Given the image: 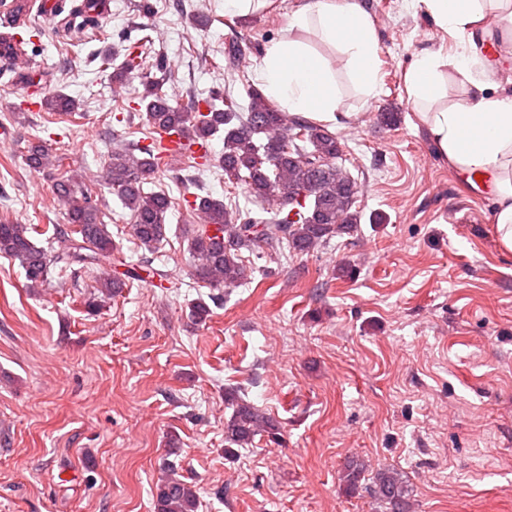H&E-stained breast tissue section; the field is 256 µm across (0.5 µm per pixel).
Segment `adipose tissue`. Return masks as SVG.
I'll return each mask as SVG.
<instances>
[{
    "label": "adipose tissue",
    "instance_id": "adipose-tissue-1",
    "mask_svg": "<svg viewBox=\"0 0 512 512\" xmlns=\"http://www.w3.org/2000/svg\"><path fill=\"white\" fill-rule=\"evenodd\" d=\"M433 20L455 36L503 17L512 21V0H420ZM346 56L352 78L366 91L377 85L374 61L377 42L369 18L356 0H310L294 12L285 36L268 45L255 73L267 97L305 114L328 117L338 106L336 77L316 43ZM465 74V98L436 112L423 113L430 137L449 164L466 173L491 176L498 199L494 232L504 251L512 252V95L490 94L476 59L462 50L443 59L423 52L408 73L412 95L419 101L440 97L444 62Z\"/></svg>",
    "mask_w": 512,
    "mask_h": 512
}]
</instances>
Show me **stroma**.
Wrapping results in <instances>:
<instances>
[{"label":"stroma","mask_w":512,"mask_h":512,"mask_svg":"<svg viewBox=\"0 0 512 512\" xmlns=\"http://www.w3.org/2000/svg\"><path fill=\"white\" fill-rule=\"evenodd\" d=\"M30 83L0 59V223L65 224L55 171L27 162L43 142L65 169L94 180L102 217L130 262L143 251L128 209L105 184L110 139L137 140L141 117L117 122L116 106L140 88L102 71L104 48L143 46L147 64L175 71L167 100L223 93L224 43L245 40L233 94L246 102L254 66L307 0H274L249 18L225 16L220 0H102L106 41L80 29L59 0H28ZM370 18L378 85L365 95L341 77L327 129L337 160L358 185L356 232L308 255L289 253L255 270L216 305L205 325L187 318L208 297L192 276L181 227L198 214L174 210L153 255L178 280L131 281L97 313L85 302L99 271L52 268L29 291L17 261L0 256V512H155L163 458L199 492L198 512H378L377 469L403 477L410 512H512V253L493 232L495 199L437 151L413 107L407 75L423 51L455 53L460 40L409 0H356ZM203 6L206 27L190 17ZM209 65H202V58ZM77 103L68 114L25 109L32 89ZM400 116L396 126L380 121ZM149 187L197 194L246 210L243 186L186 157L156 169ZM233 391L281 427L224 455ZM354 459L366 472L346 488Z\"/></svg>","instance_id":"obj_1"}]
</instances>
